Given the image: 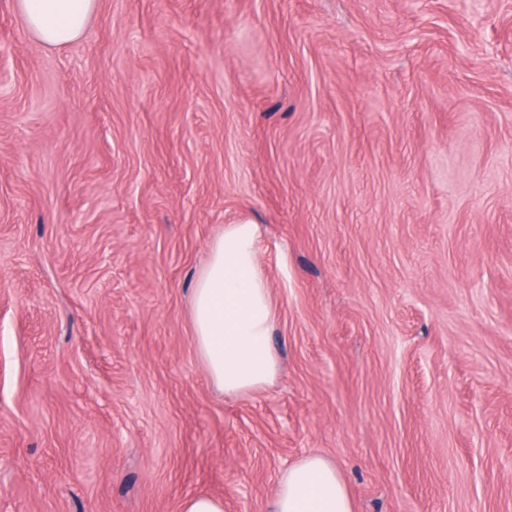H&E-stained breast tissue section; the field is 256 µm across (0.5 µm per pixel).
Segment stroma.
I'll use <instances>...</instances> for the list:
<instances>
[{"instance_id":"35a3bbf8","label":"stroma","mask_w":512,"mask_h":512,"mask_svg":"<svg viewBox=\"0 0 512 512\" xmlns=\"http://www.w3.org/2000/svg\"><path fill=\"white\" fill-rule=\"evenodd\" d=\"M260 227L278 370L191 333ZM512 512V0H98L51 48L0 0V512ZM271 512H353L346 485L331 461L308 455L286 470ZM180 512H224V501L204 494L193 495L183 500Z\"/></svg>"}]
</instances>
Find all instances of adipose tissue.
I'll return each mask as SVG.
<instances>
[{
	"label": "adipose tissue",
	"instance_id": "1",
	"mask_svg": "<svg viewBox=\"0 0 512 512\" xmlns=\"http://www.w3.org/2000/svg\"><path fill=\"white\" fill-rule=\"evenodd\" d=\"M98 0H15L28 31L49 47L84 33ZM259 227L225 225L210 244L190 293V325L213 384L227 394L256 390L276 374L270 338L276 309L257 259ZM271 512H353L336 466L309 455L286 470Z\"/></svg>",
	"mask_w": 512,
	"mask_h": 512
}]
</instances>
